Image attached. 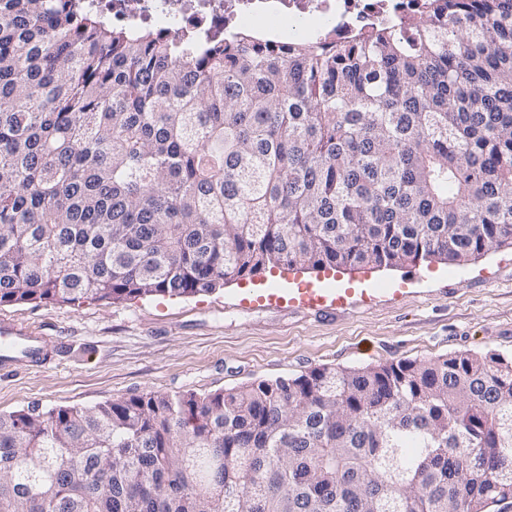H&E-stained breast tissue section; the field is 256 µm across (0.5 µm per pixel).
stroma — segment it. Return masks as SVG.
<instances>
[{"label": "stroma", "instance_id": "stroma-1", "mask_svg": "<svg viewBox=\"0 0 512 512\" xmlns=\"http://www.w3.org/2000/svg\"><path fill=\"white\" fill-rule=\"evenodd\" d=\"M313 286L326 290L316 307L300 295ZM2 319L55 345L48 369L0 372L3 414L202 395L320 366L511 353L512 246L463 265L280 267L195 296L0 305Z\"/></svg>", "mask_w": 512, "mask_h": 512}]
</instances>
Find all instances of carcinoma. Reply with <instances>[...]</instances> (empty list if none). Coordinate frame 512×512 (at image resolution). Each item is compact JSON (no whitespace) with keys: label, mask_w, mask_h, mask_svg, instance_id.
I'll return each instance as SVG.
<instances>
[{"label":"carcinoma","mask_w":512,"mask_h":512,"mask_svg":"<svg viewBox=\"0 0 512 512\" xmlns=\"http://www.w3.org/2000/svg\"><path fill=\"white\" fill-rule=\"evenodd\" d=\"M512 245V0L343 43L204 45L0 0V304ZM512 355L0 414V512H492Z\"/></svg>","instance_id":"obj_1"}]
</instances>
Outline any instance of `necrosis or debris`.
I'll list each match as a JSON object with an SVG mask.
<instances>
[{"label":"necrosis or debris","mask_w":512,"mask_h":512,"mask_svg":"<svg viewBox=\"0 0 512 512\" xmlns=\"http://www.w3.org/2000/svg\"><path fill=\"white\" fill-rule=\"evenodd\" d=\"M118 29H154L188 40L220 39L242 28L292 39L330 34L336 41L426 16L425 0H85Z\"/></svg>","instance_id":"1"}]
</instances>
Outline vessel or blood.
Instances as JSON below:
<instances>
[{"instance_id":"b4317fda","label":"vessel or blood","mask_w":512,"mask_h":512,"mask_svg":"<svg viewBox=\"0 0 512 512\" xmlns=\"http://www.w3.org/2000/svg\"><path fill=\"white\" fill-rule=\"evenodd\" d=\"M49 346V340L36 328L0 321V370L46 367Z\"/></svg>"}]
</instances>
